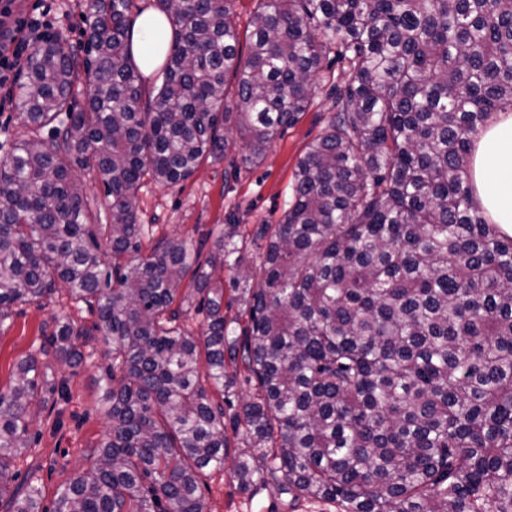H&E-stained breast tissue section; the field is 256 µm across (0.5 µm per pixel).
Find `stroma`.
<instances>
[{"instance_id":"35a3bbf8","label":"stroma","mask_w":512,"mask_h":512,"mask_svg":"<svg viewBox=\"0 0 512 512\" xmlns=\"http://www.w3.org/2000/svg\"><path fill=\"white\" fill-rule=\"evenodd\" d=\"M84 4L85 0L21 2L25 12L44 19L50 33L65 40L77 53L85 41ZM341 79L342 68L337 63L319 74L312 106L295 126L275 139L260 164L240 165L241 155L234 149L224 159L204 161L192 177L178 184L145 182L136 203L141 223L152 225L153 235L145 239L144 248H151L155 239L167 234L178 235L194 247H207L212 243L210 231L222 225L278 223L291 198L297 160L329 119L333 100L328 90ZM65 321L89 326L94 317L85 305L70 301L63 289L49 302L15 307L12 317L0 326V387L8 386L19 361L39 352L43 334ZM93 348L94 357L75 369L50 356L44 359L47 373L65 381L67 392L65 397L57 398L53 412L35 417L32 449L20 460L18 469L31 474L41 488L47 512H53L61 485L88 463L107 430L98 406L108 366L106 336H96ZM200 489L206 512L341 510L338 503L320 499H304L294 505L288 495L271 487L242 492L229 462L223 469L206 471Z\"/></svg>"}]
</instances>
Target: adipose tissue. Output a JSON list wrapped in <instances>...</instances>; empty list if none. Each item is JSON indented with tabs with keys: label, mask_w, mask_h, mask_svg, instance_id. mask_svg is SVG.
I'll use <instances>...</instances> for the list:
<instances>
[{
	"label": "adipose tissue",
	"mask_w": 512,
	"mask_h": 512,
	"mask_svg": "<svg viewBox=\"0 0 512 512\" xmlns=\"http://www.w3.org/2000/svg\"><path fill=\"white\" fill-rule=\"evenodd\" d=\"M129 39L137 64L149 75L164 63L172 29L161 11L148 8L132 22ZM471 177L487 220L512 236V110L496 113L475 140Z\"/></svg>",
	"instance_id": "adipose-tissue-1"
}]
</instances>
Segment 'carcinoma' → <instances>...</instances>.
<instances>
[{
  "mask_svg": "<svg viewBox=\"0 0 512 512\" xmlns=\"http://www.w3.org/2000/svg\"><path fill=\"white\" fill-rule=\"evenodd\" d=\"M130 2L87 0L82 58L56 37L34 49L15 115L34 135L0 164V324L64 285L96 321L57 324L41 354L76 368L93 332L111 342L107 432L54 512H204L200 478L224 467L229 428L243 491L512 512V237L469 172L474 139L512 109V0H258L244 62L233 0H157L173 36L150 97ZM333 52L334 112L281 221L226 224L206 254L166 235L141 255V183L190 178L234 130L242 164L259 163ZM79 170L111 223H91ZM196 297L198 336L178 322ZM65 389L31 355L0 391L7 512H47L16 462Z\"/></svg>",
  "mask_w": 512,
  "mask_h": 512,
  "instance_id": "1",
  "label": "carcinoma"
}]
</instances>
